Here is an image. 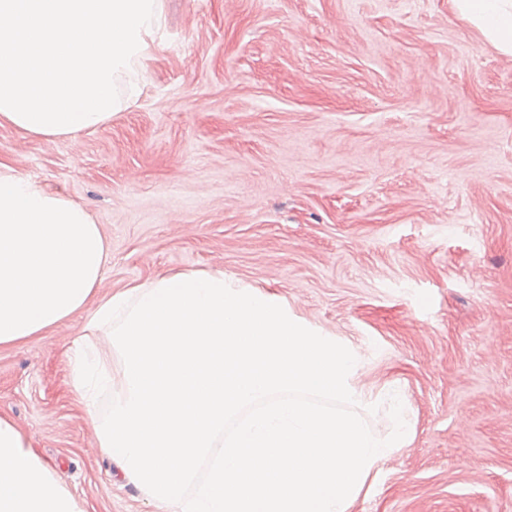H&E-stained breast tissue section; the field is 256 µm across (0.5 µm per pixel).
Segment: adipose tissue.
Listing matches in <instances>:
<instances>
[{
  "mask_svg": "<svg viewBox=\"0 0 512 512\" xmlns=\"http://www.w3.org/2000/svg\"><path fill=\"white\" fill-rule=\"evenodd\" d=\"M161 0H0V126L53 138L106 124L121 75L141 64ZM512 54V0H448ZM0 512H79L17 426L0 416Z\"/></svg>",
  "mask_w": 512,
  "mask_h": 512,
  "instance_id": "obj_1",
  "label": "adipose tissue"
}]
</instances>
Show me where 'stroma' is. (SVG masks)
Instances as JSON below:
<instances>
[{"label":"stroma","instance_id":"35a3bbf8","mask_svg":"<svg viewBox=\"0 0 512 512\" xmlns=\"http://www.w3.org/2000/svg\"><path fill=\"white\" fill-rule=\"evenodd\" d=\"M107 124L0 126V162L82 203L88 303L220 268L358 356L356 407L412 435L347 512H512V59L448 0H163ZM78 311L0 345L10 417L80 512H157L73 389Z\"/></svg>","mask_w":512,"mask_h":512}]
</instances>
